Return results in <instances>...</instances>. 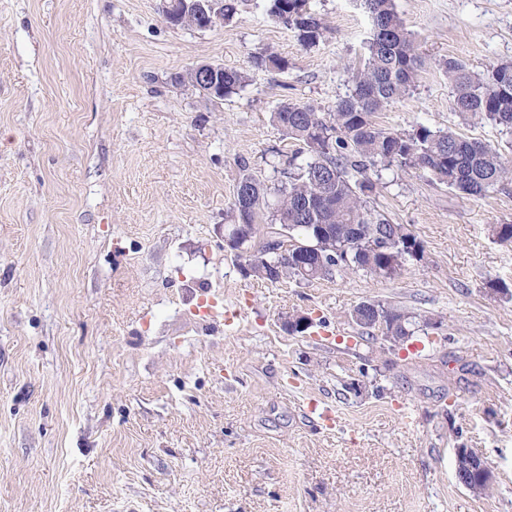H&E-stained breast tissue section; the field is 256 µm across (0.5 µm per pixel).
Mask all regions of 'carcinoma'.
<instances>
[{"label": "carcinoma", "mask_w": 512, "mask_h": 512, "mask_svg": "<svg viewBox=\"0 0 512 512\" xmlns=\"http://www.w3.org/2000/svg\"><path fill=\"white\" fill-rule=\"evenodd\" d=\"M372 34L365 53L352 68L349 93L324 111L310 104L283 102L273 112V123L299 148L288 157L284 181L275 188L276 200L250 174L237 185L250 184L246 209L233 198L225 211L229 224L250 225L246 245L253 258L267 252L263 227L299 224L284 258L282 278L298 279L299 263L316 256L302 247L307 238L336 246V273L359 272L382 278L398 276L410 259L423 256V246L404 224H394L371 208L381 173L422 170L449 189L480 198L496 185L512 178V167L502 161L500 148L463 135L454 128L431 129L418 125L398 133L379 126L374 117L412 91L422 68L415 36L406 29L395 0H363ZM238 0H224V14L201 16L166 0L162 12L170 23L186 28H215L233 19ZM270 13L298 33L300 42L313 47L324 39L327 26L307 9V0H271ZM257 68H288V62L272 53L253 57ZM448 76L452 109L460 123H484L512 135V64L486 73H475L467 63L448 58L441 62ZM246 83L244 73L224 70L209 85L207 96L221 100ZM360 224L363 232L349 234L347 226ZM380 324L393 336H413L427 327L414 313L381 306Z\"/></svg>", "instance_id": "obj_1"}]
</instances>
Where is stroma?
<instances>
[{
  "label": "stroma",
  "instance_id": "obj_1",
  "mask_svg": "<svg viewBox=\"0 0 512 512\" xmlns=\"http://www.w3.org/2000/svg\"><path fill=\"white\" fill-rule=\"evenodd\" d=\"M395 3L424 67L377 123L457 126L440 63H512V0ZM307 7L312 48L269 0L209 30L160 0H0V512H512V299L488 288L512 285V183L384 172L374 208L424 247L392 279L271 284L224 247L242 169L275 187L296 148L272 112L334 106L370 35L360 0ZM200 62L248 81L205 102L176 81ZM369 300L434 325L362 339ZM455 472L459 481L474 494H482L484 488L493 481V473L488 461L478 453L472 452L470 448L456 449ZM476 472H480L482 476L480 482L474 483L469 477ZM489 489L490 486L484 493Z\"/></svg>",
  "mask_w": 512,
  "mask_h": 512
}]
</instances>
